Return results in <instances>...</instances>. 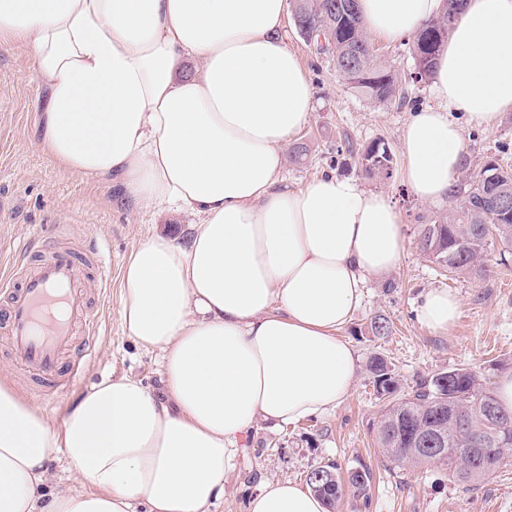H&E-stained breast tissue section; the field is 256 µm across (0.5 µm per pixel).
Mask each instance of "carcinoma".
<instances>
[{
  "label": "carcinoma",
  "mask_w": 512,
  "mask_h": 512,
  "mask_svg": "<svg viewBox=\"0 0 512 512\" xmlns=\"http://www.w3.org/2000/svg\"><path fill=\"white\" fill-rule=\"evenodd\" d=\"M464 4L465 0H450L447 23L430 22L416 34L411 55L417 80L432 76L436 56ZM293 16L297 30L324 35L326 46L317 50L331 55L344 83L370 103L409 102L396 70L377 59L356 0H294ZM344 145L347 152L359 155L367 176L391 177L393 155L385 142L358 147L347 137ZM504 196L512 199L511 165L490 161L474 175L463 161L450 196L459 205L437 221L420 225V252L452 277H486L489 250L497 247L501 254L512 253V209L498 206ZM367 370L378 396L387 399L376 423L377 444L395 466L436 463L447 467L456 480L475 486L512 456V413L500 408L476 368L437 373L406 393L384 356H372ZM371 482L368 468L350 469L342 476L333 463L306 475L307 485L325 501L327 512H338L348 493L368 499Z\"/></svg>",
  "instance_id": "carcinoma-1"
}]
</instances>
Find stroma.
Masks as SVG:
<instances>
[{"label":"stroma","mask_w":512,"mask_h":512,"mask_svg":"<svg viewBox=\"0 0 512 512\" xmlns=\"http://www.w3.org/2000/svg\"><path fill=\"white\" fill-rule=\"evenodd\" d=\"M288 33L289 46L306 65L315 89V109L296 138L306 153L300 161L288 162L289 185L297 187L333 171L389 194L400 211L407 248L388 283L368 282L363 304L344 332L364 363L351 393L327 414L279 427L258 424L226 477L223 499L211 512H246L261 480L302 485L311 469L326 463L345 470L364 464L373 472L368 501L345 498L340 512H512V457L473 488L437 464H391L375 441L373 426L383 401L365 366L372 355H384L406 391L426 377L460 366L480 367L487 384H494L501 372L512 368V255L506 264H491L487 276L478 280L449 279L426 258L417 247L418 229L444 213L447 205L415 199L404 181L400 135L413 106L369 103L344 84L329 55L318 52L296 28ZM371 43L394 66L415 106L431 104L429 83L413 78L409 42L375 37ZM41 94L25 49L0 47V238L5 241L0 268L34 266L48 248L67 237L100 250L108 271L103 284L92 287L95 343L77 375L54 394L21 369L0 334V373L9 375L57 427L67 406L103 378L130 375L158 388L159 354L138 349L122 325L121 272L138 242L154 232L177 234L191 218L131 200L116 203L111 183L89 181L58 166L36 145L35 104ZM345 133L360 145L383 140L394 158L391 178L365 176L357 156L339 151ZM462 135L472 170L501 156L512 164V112L503 113L489 130L463 126ZM432 288L455 292L462 301L459 320L443 333L427 330L415 314L420 296ZM378 316L391 322V334L372 336L370 322Z\"/></svg>","instance_id":"1"}]
</instances>
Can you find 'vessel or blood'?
<instances>
[{
    "label": "vessel or blood",
    "instance_id": "vessel-or-blood-1",
    "mask_svg": "<svg viewBox=\"0 0 512 512\" xmlns=\"http://www.w3.org/2000/svg\"><path fill=\"white\" fill-rule=\"evenodd\" d=\"M104 274L92 252L61 247L0 282V331L20 365L47 383L61 370L78 371L83 351L77 333L93 330L86 283Z\"/></svg>",
    "mask_w": 512,
    "mask_h": 512
}]
</instances>
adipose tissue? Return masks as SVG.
Returning a JSON list of instances; mask_svg holds the SVG:
<instances>
[{
    "mask_svg": "<svg viewBox=\"0 0 512 512\" xmlns=\"http://www.w3.org/2000/svg\"><path fill=\"white\" fill-rule=\"evenodd\" d=\"M366 33L416 34L447 0H358ZM288 0H0V47L23 45L45 91L39 147L121 196L197 218L153 233L122 270L128 337L159 352L161 390L118 376L81 394L52 428L0 373V512H210L257 423L336 408L359 355L343 336L367 279L406 250L386 194L323 174L288 188L286 147L315 89L284 31ZM201 61L200 74L185 65ZM434 105L401 132L404 179L448 198L461 124L512 111V0H468L433 75ZM462 312L433 289L417 310L434 332ZM63 449L75 486L52 485ZM247 512H326L308 488L260 483Z\"/></svg>",
    "mask_w": 512,
    "mask_h": 512,
    "instance_id": "ef3b65f1",
    "label": "adipose tissue"
}]
</instances>
